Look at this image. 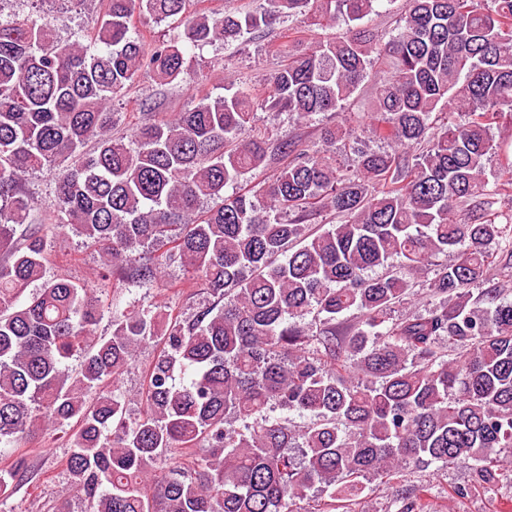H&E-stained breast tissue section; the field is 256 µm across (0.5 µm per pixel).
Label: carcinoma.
Instances as JSON below:
<instances>
[{
    "mask_svg": "<svg viewBox=\"0 0 512 512\" xmlns=\"http://www.w3.org/2000/svg\"><path fill=\"white\" fill-rule=\"evenodd\" d=\"M384 1L265 0L218 17L190 0H106L94 27L61 39L46 0H0V457L68 430L58 512L72 494L84 512H293L311 492V512H354L367 489L451 465L470 481L450 496L505 486L499 512H512V209L498 208L512 141L491 134L512 121V0H406L386 43L362 24ZM282 16L336 33L288 41L261 95L226 82L115 132L112 106L141 74L190 86L188 53ZM142 17L170 34L146 43ZM380 60L370 133L390 150L358 148L344 172L329 154L353 139L346 125L317 145L251 134L259 109L338 111ZM273 158L286 164L272 181L241 187ZM43 169L47 221L25 190ZM326 211L338 223L309 231ZM67 227L98 248L101 278L151 284L178 259L214 301L186 319L134 306L97 334V290L46 277ZM420 295L424 311L391 317ZM150 341L162 348L133 418L119 380ZM178 449L201 455L161 466ZM28 478L21 460L0 469V504ZM427 493L405 489L398 512H429Z\"/></svg>",
    "mask_w": 512,
    "mask_h": 512,
    "instance_id": "obj_1",
    "label": "carcinoma"
}]
</instances>
